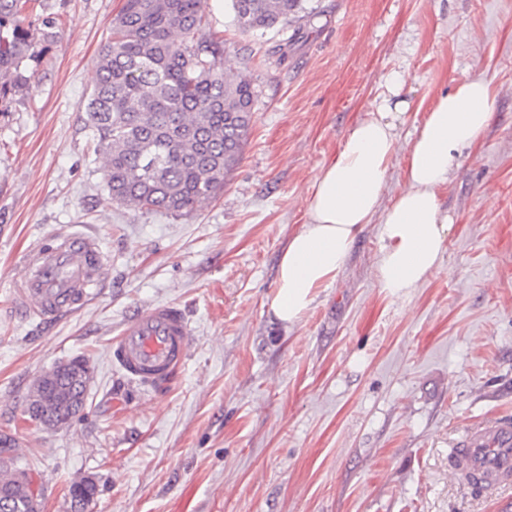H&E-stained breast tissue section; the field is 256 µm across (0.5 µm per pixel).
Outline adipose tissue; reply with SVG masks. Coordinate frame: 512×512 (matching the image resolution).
I'll return each mask as SVG.
<instances>
[{
    "label": "adipose tissue",
    "instance_id": "adipose-tissue-1",
    "mask_svg": "<svg viewBox=\"0 0 512 512\" xmlns=\"http://www.w3.org/2000/svg\"><path fill=\"white\" fill-rule=\"evenodd\" d=\"M490 97L491 87L481 77L438 97L410 142L403 169L406 188L386 207L382 193L406 104L383 99L349 130L315 177L307 220L279 257L276 290L269 299L279 321L293 324L303 316L319 289L336 280L358 233L375 220L383 242L381 287L402 295L425 282L439 266L452 226L438 190L487 128Z\"/></svg>",
    "mask_w": 512,
    "mask_h": 512
}]
</instances>
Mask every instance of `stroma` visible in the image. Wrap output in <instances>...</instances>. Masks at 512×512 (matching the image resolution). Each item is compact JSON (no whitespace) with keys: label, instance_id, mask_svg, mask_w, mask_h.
<instances>
[{"label":"stroma","instance_id":"35a3bbf8","mask_svg":"<svg viewBox=\"0 0 512 512\" xmlns=\"http://www.w3.org/2000/svg\"><path fill=\"white\" fill-rule=\"evenodd\" d=\"M54 40L31 89L0 105V434L33 474L43 512H512L449 475L462 424L512 412V0H317L279 54L230 0H205L223 66L252 82L254 117L223 191L185 214L112 204L82 106L122 0H41ZM491 85L492 119L439 192L452 219L440 266L408 294L380 288L378 224L295 324L267 299L322 164L389 91L407 103L383 204L404 190L415 126L443 92ZM96 234L108 283L43 325L15 315L31 245ZM173 302L193 331L163 389L127 378L108 347L127 316ZM84 357L86 406L62 427L25 413L36 380ZM97 488L91 479L85 478L70 485L68 495L71 512H85L93 503Z\"/></svg>","mask_w":512,"mask_h":512}]
</instances>
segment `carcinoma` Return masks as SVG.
<instances>
[{"instance_id":"obj_1","label":"carcinoma","mask_w":512,"mask_h":512,"mask_svg":"<svg viewBox=\"0 0 512 512\" xmlns=\"http://www.w3.org/2000/svg\"><path fill=\"white\" fill-rule=\"evenodd\" d=\"M37 0H0V101L30 87L24 66L35 48L25 13ZM306 0H231L241 32L285 33L316 16ZM224 39L207 29L205 0H123L101 48L96 79L84 104L102 155L108 199L135 209L192 212L224 189L239 162L251 123L255 91L221 68ZM56 396L48 411L28 405L48 426L81 410L74 379L44 383ZM16 443L0 455V493L20 495L12 471ZM97 494L88 478L70 485V512H87Z\"/></svg>"}]
</instances>
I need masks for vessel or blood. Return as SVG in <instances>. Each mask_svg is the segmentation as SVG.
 Segmentation results:
<instances>
[{
  "label": "vessel or blood",
  "instance_id": "vessel-or-blood-1",
  "mask_svg": "<svg viewBox=\"0 0 512 512\" xmlns=\"http://www.w3.org/2000/svg\"><path fill=\"white\" fill-rule=\"evenodd\" d=\"M26 273L13 305L24 318L54 320L76 312L103 287L109 269L97 236L70 232L53 247L26 253ZM191 325L174 303H157L130 316L109 347L126 376L145 385L174 379L184 367ZM451 468L464 485L494 492L512 486V414L496 413L464 426L450 443Z\"/></svg>",
  "mask_w": 512,
  "mask_h": 512
}]
</instances>
